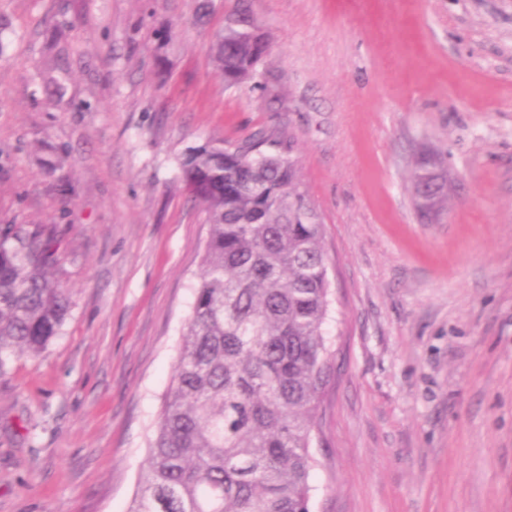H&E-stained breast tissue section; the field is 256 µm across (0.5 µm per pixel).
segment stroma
<instances>
[{"mask_svg": "<svg viewBox=\"0 0 512 512\" xmlns=\"http://www.w3.org/2000/svg\"><path fill=\"white\" fill-rule=\"evenodd\" d=\"M199 3L0 0V224L53 229L70 301L0 379V512H127L207 238L181 160L261 130L331 280L310 512H512V0ZM242 13L270 50L229 89L210 48ZM433 170L436 175L426 177L425 172ZM447 174L439 155L431 149H423L417 160V173L414 180V206L423 222L431 221L439 212V203L447 194ZM430 202L423 204L422 199Z\"/></svg>", "mask_w": 512, "mask_h": 512, "instance_id": "1", "label": "stroma"}]
</instances>
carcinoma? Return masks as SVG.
<instances>
[{"label":"carcinoma","mask_w":512,"mask_h":512,"mask_svg":"<svg viewBox=\"0 0 512 512\" xmlns=\"http://www.w3.org/2000/svg\"><path fill=\"white\" fill-rule=\"evenodd\" d=\"M269 49L233 30L213 42L231 89ZM292 142L261 132L206 142L182 162L208 237L191 313L128 512H309L315 417L328 357L331 282L323 225L301 190ZM439 155H418L414 206L428 222L447 194ZM53 232L0 225V378L38 355L69 301L50 268Z\"/></svg>","instance_id":"carcinoma-1"}]
</instances>
